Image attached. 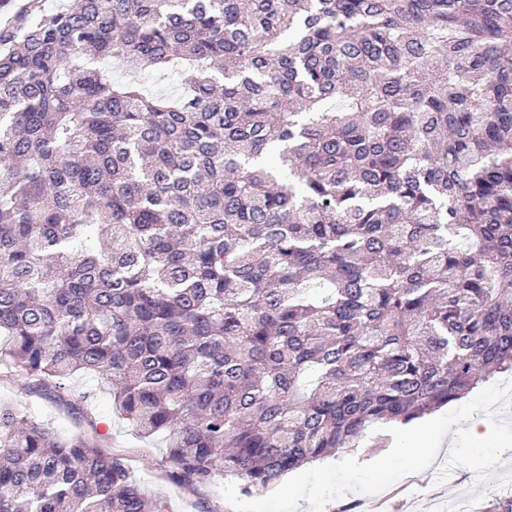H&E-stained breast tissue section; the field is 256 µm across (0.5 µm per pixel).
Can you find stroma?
<instances>
[{"mask_svg": "<svg viewBox=\"0 0 512 512\" xmlns=\"http://www.w3.org/2000/svg\"><path fill=\"white\" fill-rule=\"evenodd\" d=\"M90 396L92 421L77 424L63 404L73 394ZM0 399L26 403L32 415L44 421L58 435L77 431L100 435L112 451L123 455L133 478L145 491L167 500L172 512H339L342 505L365 495L383 496L404 487V512H475L493 496L512 495V453L496 448H471L462 430L474 415L489 416L506 433L512 434V374L500 373L474 388L462 399L441 409L430 431L454 441L455 454L440 453L432 463L404 460L399 450L406 437L383 425L368 429L361 450L340 451L329 458L321 482L313 491L293 494L287 482L254 495L241 494L236 482L224 479L188 493L163 477L167 443L163 436L141 435L121 416L110 391L95 380L75 375L67 379L61 395L35 390L27 377L9 363H0ZM389 444L374 447L376 435Z\"/></svg>", "mask_w": 512, "mask_h": 512, "instance_id": "1", "label": "stroma"}]
</instances>
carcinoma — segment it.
Wrapping results in <instances>:
<instances>
[{"label":"carcinoma","instance_id":"1","mask_svg":"<svg viewBox=\"0 0 512 512\" xmlns=\"http://www.w3.org/2000/svg\"><path fill=\"white\" fill-rule=\"evenodd\" d=\"M2 10L0 357L33 387L90 374L178 482L251 495L512 369V0ZM0 512L169 510L0 402ZM175 68L173 67L168 73H158L151 67H144L141 71L145 89L150 93H160L167 95H175L180 91Z\"/></svg>","mask_w":512,"mask_h":512}]
</instances>
